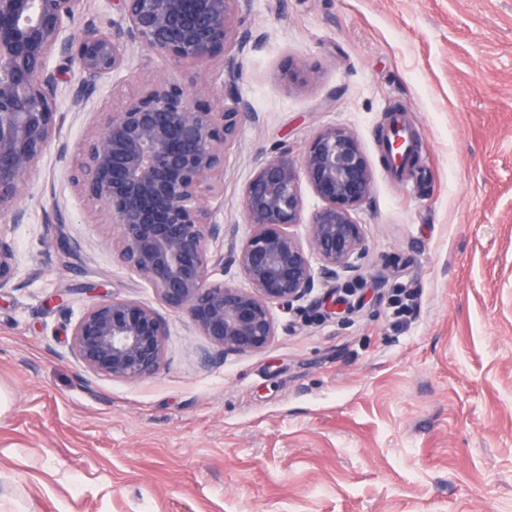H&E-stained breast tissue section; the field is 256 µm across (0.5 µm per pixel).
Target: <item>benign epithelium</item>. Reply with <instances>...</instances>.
I'll return each instance as SVG.
<instances>
[{"mask_svg":"<svg viewBox=\"0 0 512 512\" xmlns=\"http://www.w3.org/2000/svg\"><path fill=\"white\" fill-rule=\"evenodd\" d=\"M86 0H0V219L23 222L19 199L46 149L59 139L57 98L63 60L79 74L74 103L95 93L108 74L124 69L134 47L181 69V82L146 79L118 112L103 111L92 144L72 154L57 147L96 204L101 224L118 226L115 257L143 278L170 311L184 312L224 356L257 353L277 335L273 308L293 311L317 279L358 281L354 260L365 251L354 213L371 196L372 174L352 132L321 129L300 161L281 151L259 165L242 197L247 235L212 221L220 194L224 149L247 113L231 91L216 112L201 99L209 89L194 70L220 60L228 82L236 77L240 0H111L112 31L94 21L72 26ZM322 205L302 243L289 228L302 223L300 180ZM223 239L224 253L209 242ZM15 253L0 236V289L12 279ZM237 266L250 287L210 280L209 268ZM166 324L154 308L102 297L71 329L74 358L88 371L138 381L163 360Z\"/></svg>","mask_w":512,"mask_h":512,"instance_id":"obj_1","label":"benign epithelium"}]
</instances>
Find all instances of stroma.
<instances>
[{"mask_svg":"<svg viewBox=\"0 0 512 512\" xmlns=\"http://www.w3.org/2000/svg\"><path fill=\"white\" fill-rule=\"evenodd\" d=\"M214 219L246 235L257 161L350 130L373 176L353 313L277 312L263 351L223 357L112 256L116 228L48 147L0 220V512H512V0H242ZM147 50L74 107L77 149L146 78ZM403 113L419 161L387 175L378 132ZM63 223H56L55 213ZM158 309L164 360L139 381L86 371L71 327L95 289ZM14 259L12 243L0 235V289L6 288L11 282Z\"/></svg>","mask_w":512,"mask_h":512,"instance_id":"obj_1","label":"stroma"}]
</instances>
